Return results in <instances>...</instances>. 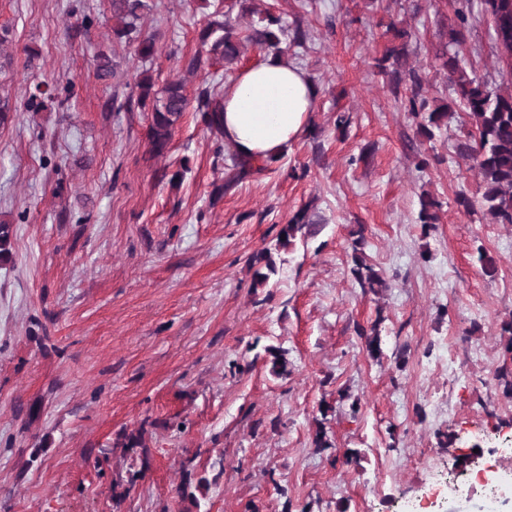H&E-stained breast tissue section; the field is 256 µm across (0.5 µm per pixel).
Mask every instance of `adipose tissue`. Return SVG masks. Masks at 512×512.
I'll use <instances>...</instances> for the list:
<instances>
[{
  "label": "adipose tissue",
  "mask_w": 512,
  "mask_h": 512,
  "mask_svg": "<svg viewBox=\"0 0 512 512\" xmlns=\"http://www.w3.org/2000/svg\"><path fill=\"white\" fill-rule=\"evenodd\" d=\"M223 103L225 147L243 158L275 159L305 130L315 88L299 66L268 58L241 68Z\"/></svg>",
  "instance_id": "1"
}]
</instances>
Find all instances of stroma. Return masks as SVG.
I'll use <instances>...</instances> for the list:
<instances>
[{
    "mask_svg": "<svg viewBox=\"0 0 512 512\" xmlns=\"http://www.w3.org/2000/svg\"><path fill=\"white\" fill-rule=\"evenodd\" d=\"M259 5L307 31L288 57L316 88L314 110L286 154L216 200L224 153L199 113L151 156L149 113L115 111L94 62L113 51L128 76L177 78L206 22L196 0H158L147 28L160 50L145 64L113 46L108 0H0L12 38L0 99L13 112L0 127V217L14 227L0 268V512H185L187 473L218 460L201 512H411L467 448L512 443L499 377L512 372V224L456 202L477 198L480 178L458 150L469 119L436 57L462 29L461 58L500 86L489 18L476 8L460 23L457 0ZM84 15L88 31L69 39ZM392 21L412 33L425 96L451 104L434 138L376 66ZM69 81L68 102L27 108V87ZM425 193L438 223L419 220ZM305 207L313 225L254 287L255 258ZM360 237L387 283L376 293L352 275ZM374 325L377 360L359 335ZM269 347L287 351V375L270 374ZM138 430L147 456L98 458ZM138 469L114 507L113 481ZM439 512H512V493L466 488Z\"/></svg>",
    "mask_w": 512,
    "mask_h": 512,
    "instance_id": "1",
    "label": "stroma"
}]
</instances>
